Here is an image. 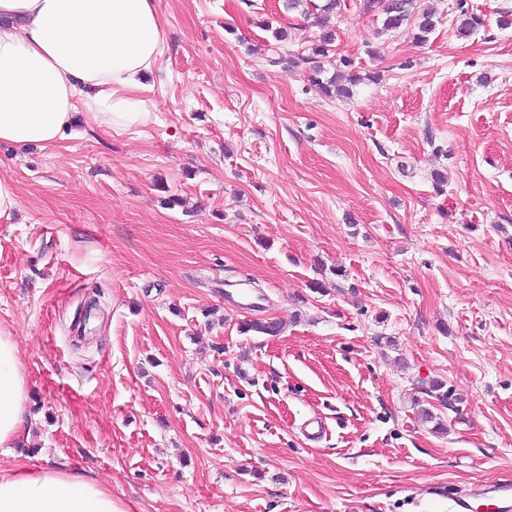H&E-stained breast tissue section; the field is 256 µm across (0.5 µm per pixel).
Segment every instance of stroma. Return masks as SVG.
Wrapping results in <instances>:
<instances>
[{
  "instance_id": "obj_1",
  "label": "stroma",
  "mask_w": 512,
  "mask_h": 512,
  "mask_svg": "<svg viewBox=\"0 0 512 512\" xmlns=\"http://www.w3.org/2000/svg\"><path fill=\"white\" fill-rule=\"evenodd\" d=\"M458 1L421 0V44L347 0L323 65L361 80L328 98L283 0H155L146 123L0 143L29 395L0 466L66 464L125 512H448L512 478V0H462L466 38ZM246 279L259 310L224 297ZM254 318L282 329L240 334ZM457 9L460 13L456 22V32L459 37H469L484 26L485 20L480 15L465 10L462 1L458 3ZM20 205L18 190L8 177L0 178V218H9Z\"/></svg>"
}]
</instances>
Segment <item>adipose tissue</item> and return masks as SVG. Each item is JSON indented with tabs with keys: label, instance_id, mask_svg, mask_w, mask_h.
<instances>
[{
	"label": "adipose tissue",
	"instance_id": "ef3b65f1",
	"mask_svg": "<svg viewBox=\"0 0 512 512\" xmlns=\"http://www.w3.org/2000/svg\"><path fill=\"white\" fill-rule=\"evenodd\" d=\"M154 0H0V141L50 144L77 111L101 129L145 123L139 93L165 53ZM28 401L17 343L0 330V447L19 443ZM0 512H123L66 465L0 467Z\"/></svg>",
	"mask_w": 512,
	"mask_h": 512
}]
</instances>
